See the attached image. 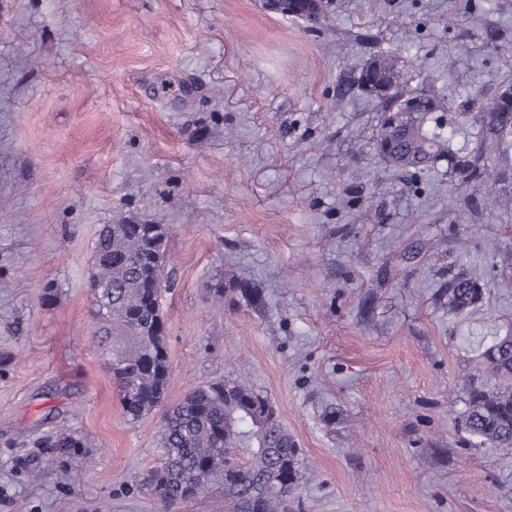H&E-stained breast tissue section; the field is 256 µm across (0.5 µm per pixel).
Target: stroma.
Returning <instances> with one entry per match:
<instances>
[{
	"instance_id": "stroma-1",
	"label": "stroma",
	"mask_w": 512,
	"mask_h": 512,
	"mask_svg": "<svg viewBox=\"0 0 512 512\" xmlns=\"http://www.w3.org/2000/svg\"><path fill=\"white\" fill-rule=\"evenodd\" d=\"M370 35L445 98L512 85V0H333L316 25L258 0H0V512H163L140 484L161 414L127 419L89 340L117 222L168 227V402L216 378L267 395L301 452L294 512H512V448L457 424L512 276L470 314L440 301L454 227L484 275L512 197L470 222L445 167L383 175L374 101H336Z\"/></svg>"
}]
</instances>
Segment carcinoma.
Returning <instances> with one entry per match:
<instances>
[{"mask_svg":"<svg viewBox=\"0 0 512 512\" xmlns=\"http://www.w3.org/2000/svg\"><path fill=\"white\" fill-rule=\"evenodd\" d=\"M325 0H281L277 13L316 23ZM402 57L379 52L336 83V101L361 94L380 118L368 141L386 171L425 174L448 164L449 205L468 207L463 189L479 186L493 209L512 194V88L472 111L483 96L453 111L436 91L414 83ZM164 224H103L94 242L90 276L95 319L91 340L102 348L126 417L137 420L164 401L170 362L157 284L165 280ZM489 280L459 267L448 273V313L462 316L483 303ZM466 384L458 425L480 445L512 448V333L493 336ZM495 381L488 388L484 379ZM160 463L145 484L168 509L224 488V512H288L298 490L300 459L293 437L266 395L238 379H220L186 394L161 416Z\"/></svg>","mask_w":512,"mask_h":512,"instance_id":"cac0c4a2","label":"carcinoma"}]
</instances>
